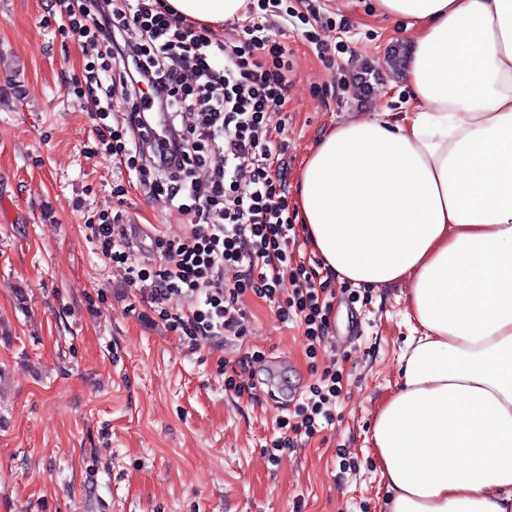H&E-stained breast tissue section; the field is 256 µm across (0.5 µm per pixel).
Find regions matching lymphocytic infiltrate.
Segmentation results:
<instances>
[{
  "label": "lymphocytic infiltrate",
  "instance_id": "f902f5d3",
  "mask_svg": "<svg viewBox=\"0 0 512 512\" xmlns=\"http://www.w3.org/2000/svg\"><path fill=\"white\" fill-rule=\"evenodd\" d=\"M65 28L102 59L81 95L95 134L115 163L135 170L147 196L163 195L188 218L177 237H152L155 259L139 260L134 225H90L101 253L170 330L190 344L228 343L247 332L246 293L273 304L308 344L330 333V297L296 258L294 219L274 163L288 152L275 125L288 102L292 52L245 8L224 40L162 10L157 0H58ZM124 111L108 125L109 101ZM234 279H225L226 270ZM340 376L325 368L278 423L274 448H291L331 420Z\"/></svg>",
  "mask_w": 512,
  "mask_h": 512
}]
</instances>
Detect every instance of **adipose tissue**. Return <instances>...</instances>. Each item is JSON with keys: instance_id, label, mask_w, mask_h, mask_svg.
I'll list each match as a JSON object with an SVG mask.
<instances>
[{"instance_id": "1", "label": "adipose tissue", "mask_w": 512, "mask_h": 512, "mask_svg": "<svg viewBox=\"0 0 512 512\" xmlns=\"http://www.w3.org/2000/svg\"><path fill=\"white\" fill-rule=\"evenodd\" d=\"M244 0H164L220 26ZM413 27V111L324 132L297 173L312 256L408 285L414 321L371 446L386 512H512V0H375Z\"/></svg>"}]
</instances>
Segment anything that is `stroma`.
I'll return each mask as SVG.
<instances>
[{
	"instance_id": "35a3bbf8",
	"label": "stroma",
	"mask_w": 512,
	"mask_h": 512,
	"mask_svg": "<svg viewBox=\"0 0 512 512\" xmlns=\"http://www.w3.org/2000/svg\"><path fill=\"white\" fill-rule=\"evenodd\" d=\"M276 31L294 56L286 190L316 138L351 116L411 109L413 32L374 0H288ZM55 0H0V512H385L369 446L413 328L407 283L337 295L325 344L248 296L242 345L265 362L255 396L224 389L231 347L196 349L148 320L138 292L85 223L107 213L181 234L99 151L71 95L91 50L60 29ZM378 71L354 81L363 64ZM341 375L332 424L264 451L293 394Z\"/></svg>"
}]
</instances>
